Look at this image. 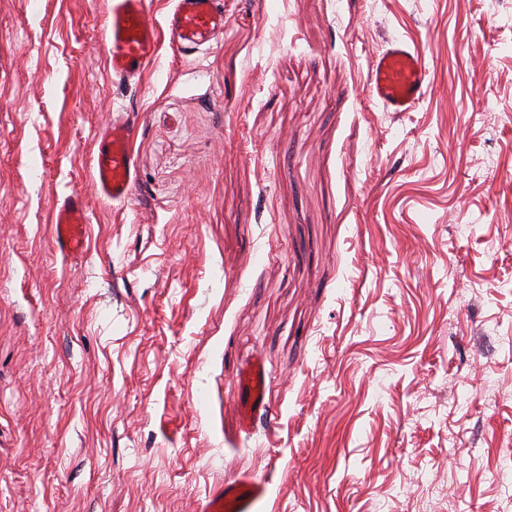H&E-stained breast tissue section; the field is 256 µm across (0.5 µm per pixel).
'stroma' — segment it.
Listing matches in <instances>:
<instances>
[{
	"label": "stroma",
	"instance_id": "obj_1",
	"mask_svg": "<svg viewBox=\"0 0 512 512\" xmlns=\"http://www.w3.org/2000/svg\"><path fill=\"white\" fill-rule=\"evenodd\" d=\"M221 2L211 48L161 34L119 83L109 0H0V512H200L245 474L273 512H506L512 0ZM396 37L433 84L410 112L368 93ZM119 109L123 204L92 182ZM134 126V120L127 114L113 116L99 136L93 156L94 188L100 197L112 203H125L138 183L132 151ZM89 217L84 197L73 193L56 205L53 239L56 247L68 255L80 254L86 243ZM270 388V377L258 360L238 374V397L245 416L246 430H250L254 415L270 406Z\"/></svg>",
	"mask_w": 512,
	"mask_h": 512
}]
</instances>
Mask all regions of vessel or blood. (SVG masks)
Returning a JSON list of instances; mask_svg holds the SVG:
<instances>
[{
  "mask_svg": "<svg viewBox=\"0 0 512 512\" xmlns=\"http://www.w3.org/2000/svg\"><path fill=\"white\" fill-rule=\"evenodd\" d=\"M107 20V69L114 78L133 79L159 50L158 31L149 17L148 0H111ZM166 24L175 45L209 47L224 31V12L217 7L216 0H175ZM428 88L424 55L416 46L394 39L373 54L369 92L384 111H413ZM134 126L127 114L113 116L99 137L93 157L97 194L119 204L131 197L138 183L132 151ZM88 222L81 194L68 195L58 202L53 224L58 250L68 255L80 254L85 248ZM270 388V377L261 362H252L239 373L238 397L246 419H253L257 412L269 407ZM265 491L264 481L247 474L234 483L222 485L202 512H257Z\"/></svg>",
  "mask_w": 512,
  "mask_h": 512,
  "instance_id": "1",
  "label": "vessel or blood"
}]
</instances>
